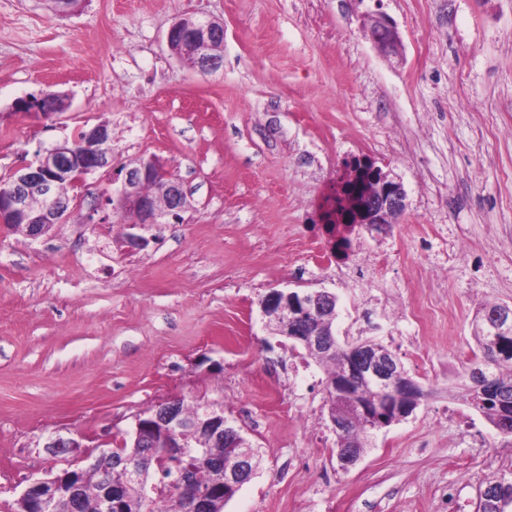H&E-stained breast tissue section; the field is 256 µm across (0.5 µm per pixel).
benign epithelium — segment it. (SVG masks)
Segmentation results:
<instances>
[{"instance_id": "benign-epithelium-1", "label": "benign epithelium", "mask_w": 512, "mask_h": 512, "mask_svg": "<svg viewBox=\"0 0 512 512\" xmlns=\"http://www.w3.org/2000/svg\"><path fill=\"white\" fill-rule=\"evenodd\" d=\"M363 29L375 45L386 54L397 52L400 38L396 28L383 15L368 17ZM167 42L173 55L180 59L192 57L200 72L211 74L222 67L224 46V24L212 18L185 17L168 30ZM84 141L95 144L91 155L77 153L68 140H63L38 153L35 160L13 172L6 188L0 191V225L36 239L56 224L65 222L70 214L72 199L59 190L61 179L69 180L73 173L84 177L112 164V137L105 123L78 131ZM358 182L349 192L339 193L335 208L336 223L357 224L369 231L387 230L392 219L406 209V194L402 185L389 178L375 164H367L357 171ZM39 196L46 203L32 208L31 198ZM186 193L180 181L157 160L149 159L126 170L117 203L125 213L134 217V223L142 226L157 225L167 215H176L184 210ZM337 296L327 290L310 293L272 290L261 300L264 314L279 318L275 334L300 341L309 350L330 355L345 350V369L336 376L332 390L345 397H353L351 382L359 376L367 385L382 392L393 393L400 388L421 399L424 393L419 384L405 371L396 357L379 351L362 342L342 347L336 337L326 331L314 329L313 318L319 311L334 313ZM495 348H502L512 337V308L501 306L494 313ZM467 379L479 393L496 395L505 407L512 405V394L498 390L487 376V367H478L467 372ZM361 410L370 430L376 431L391 424V415H400L399 407L391 401L366 406L360 402ZM200 412L189 419L179 406L167 400L163 409L143 423L136 421L134 436L142 442L161 430L164 447L149 448L146 455L132 452L122 461V469L132 483L144 484V468L148 460L156 465L167 461L175 464L190 448L189 436L204 435L215 443L233 449L230 462L224 464V486L216 491L203 489L197 494L191 512H209L210 498L215 495H235L255 475L253 464L255 449L239 439L240 432L224 419V406L219 401H206L199 405ZM348 422L345 419L332 421L337 435L336 459L343 470L355 466L362 456L347 447L343 435ZM66 471L52 478H32L22 491L16 505L20 512H55L61 498L74 499L79 485H62ZM124 497L120 491L107 488L102 493L104 512H122Z\"/></svg>"}]
</instances>
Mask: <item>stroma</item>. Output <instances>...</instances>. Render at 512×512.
Segmentation results:
<instances>
[{"label": "stroma", "instance_id": "stroma-1", "mask_svg": "<svg viewBox=\"0 0 512 512\" xmlns=\"http://www.w3.org/2000/svg\"><path fill=\"white\" fill-rule=\"evenodd\" d=\"M378 12L398 56L362 30ZM184 15L223 21L218 72L170 52ZM46 90L64 111H16ZM102 121L112 165L66 222L0 227V512L174 397L222 401L260 452L224 512H476L512 482V438L459 398L479 309L512 307V0H0V181ZM364 157L407 207L340 258L324 211ZM149 159L188 206L134 249L111 195ZM273 288L335 293L338 341L384 345L424 391L350 470L323 368L261 312Z\"/></svg>", "mask_w": 512, "mask_h": 512}]
</instances>
